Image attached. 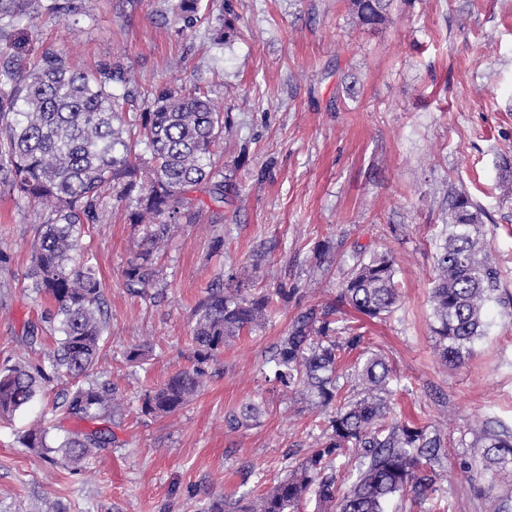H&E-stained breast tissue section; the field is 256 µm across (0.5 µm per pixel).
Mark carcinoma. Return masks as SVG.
<instances>
[{"label": "carcinoma", "mask_w": 512, "mask_h": 512, "mask_svg": "<svg viewBox=\"0 0 512 512\" xmlns=\"http://www.w3.org/2000/svg\"><path fill=\"white\" fill-rule=\"evenodd\" d=\"M352 5L362 23L378 25L391 0H352ZM200 10L201 0L172 3L183 31L196 27ZM43 15L74 28L85 12L77 0H0V35ZM235 21L226 7L212 30L215 44L237 35ZM130 80L119 63L81 71L69 66L63 53L46 52L37 67L24 72L19 57L0 55V175L20 196L52 205L50 219L37 234L31 278L48 304L43 321L61 333L49 363L54 373L74 383L62 393L63 407L78 420L112 414L114 393L110 380L94 376L103 289L95 269L77 261L78 227L94 222L105 192L127 203L130 222L147 226L142 250L123 271L126 287L136 292L157 279L156 254L182 220L194 215L197 199L190 192L202 190L215 202L237 192L216 161L226 121L208 92L196 85L161 90L147 101L136 131L124 121L112 94V83ZM141 141L148 158L136 151ZM448 206L450 222L434 257L430 288L431 330L445 365L473 354L475 341L486 334V308L502 291V274L482 231V208L456 190L448 195ZM288 295L281 285L256 293L249 279L229 273L194 309L192 366L146 391L141 413L163 417L187 405L224 348L267 323ZM399 298L393 260L360 251L337 297L291 321L270 348L273 376L268 381L288 399L327 413L322 441L266 490L214 497L206 512H299L311 496L318 512H386L389 502L408 498L429 500L430 512H445L437 480L448 459V439L435 427L396 414L392 367L367 350L364 334L343 318L346 308L368 319L386 318ZM352 352L358 356L346 386L339 382L340 362ZM49 381L39 363L1 369L0 416L13 415ZM263 408L264 403L251 401L224 420L235 430L257 420ZM47 435L48 428L40 425L24 435L22 444L43 457L59 453L77 464L112 443L104 429L73 433L56 448L48 445ZM479 469L512 476V431L491 421L482 424L461 466L471 477Z\"/></svg>", "instance_id": "obj_1"}]
</instances>
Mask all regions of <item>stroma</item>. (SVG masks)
<instances>
[{"label": "stroma", "mask_w": 512, "mask_h": 512, "mask_svg": "<svg viewBox=\"0 0 512 512\" xmlns=\"http://www.w3.org/2000/svg\"><path fill=\"white\" fill-rule=\"evenodd\" d=\"M232 3L238 35L211 41ZM90 22L67 28L34 19L24 63L62 52L78 70L104 61L133 68L113 84L134 122L164 86L198 85L231 119L217 160L239 199L202 197L198 223L183 224L159 256L155 285L125 286L143 225L103 197L82 226L85 258L102 283L106 328L95 370L115 386V442L82 467L54 465L25 448L37 424L59 445L92 429L36 395L0 418V512H204L211 496L261 492L283 478L322 435L318 409L282 400L266 381L265 352L306 308L333 300L354 251L389 254L400 302L389 318L349 312L370 348L396 370L395 407L448 438L440 492L447 512H486L505 484L457 469L483 421L512 429V305L491 303L472 356L441 364L429 303L434 253L449 222L448 194L483 209L482 229L512 295V0H392L384 24L360 22L351 0H202V20L180 32L170 0H82ZM48 206L0 181V368L34 359L24 339L44 305L29 276ZM332 252L318 263L315 249ZM257 289L285 284L294 297L243 334L208 369L205 387L163 418L139 397L193 362L192 313L227 270ZM145 358L130 366V350ZM249 401L252 426L224 417Z\"/></svg>", "instance_id": "35a3bbf8"}]
</instances>
